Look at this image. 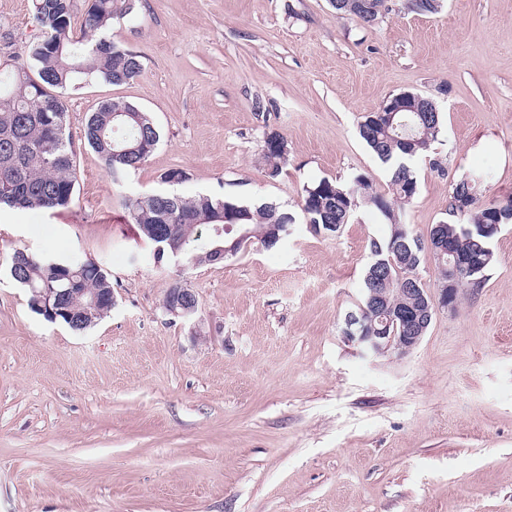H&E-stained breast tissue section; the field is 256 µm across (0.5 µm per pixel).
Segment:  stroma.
Instances as JSON below:
<instances>
[{
	"mask_svg": "<svg viewBox=\"0 0 512 512\" xmlns=\"http://www.w3.org/2000/svg\"><path fill=\"white\" fill-rule=\"evenodd\" d=\"M389 4L369 25L330 0H140L113 20L143 70L66 96L73 202L0 211V512H512V225L480 287L409 353L374 355L342 327L383 217L362 204L326 234L301 210L324 178L389 195L358 125L403 92L442 113L396 207L412 234L447 220L464 177L481 200L512 197V0ZM31 17V0H0L22 57ZM108 99L162 134L118 186L81 138ZM271 131L288 154L274 179ZM172 168L183 197L279 205L287 237L215 264L157 258L123 201L162 191ZM17 249L99 264L111 312L82 333L35 313L9 275ZM178 283L197 295L192 319L164 308ZM268 137L278 139L281 142L282 147L285 148V150L273 149L271 147L266 148V143H267ZM262 151H263L264 161L267 165L268 176L271 178L277 177L280 174L282 164L285 162L286 155H287V146H286V143H285L283 137H281L280 134H278L276 132L268 133L264 139Z\"/></svg>",
	"mask_w": 512,
	"mask_h": 512,
	"instance_id": "1",
	"label": "stroma"
}]
</instances>
